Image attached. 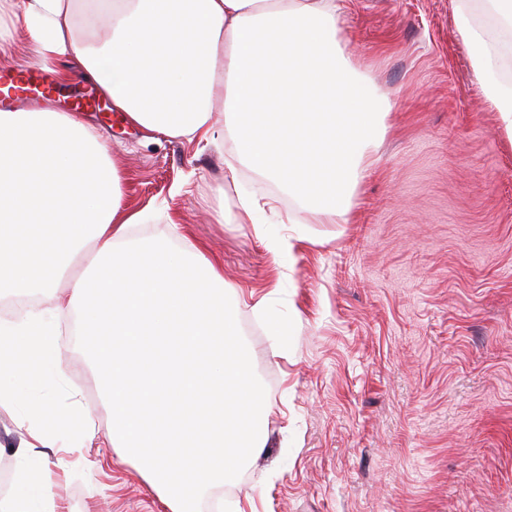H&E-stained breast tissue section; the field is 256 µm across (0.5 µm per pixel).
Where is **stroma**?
Returning <instances> with one entry per match:
<instances>
[{
    "mask_svg": "<svg viewBox=\"0 0 512 512\" xmlns=\"http://www.w3.org/2000/svg\"><path fill=\"white\" fill-rule=\"evenodd\" d=\"M336 44L391 106L341 224L315 223L225 138L82 115L119 170L122 210L144 217L138 240L199 250L223 275L265 387V448L200 512H512V140L457 0H344ZM243 198L257 223H236ZM274 239L292 250L272 252ZM261 298L282 335L254 311ZM63 361L27 409H0V458L17 463L43 396L76 398L97 439L28 456L59 512H170L106 447L108 407L79 346Z\"/></svg>",
    "mask_w": 512,
    "mask_h": 512,
    "instance_id": "obj_1",
    "label": "stroma"
}]
</instances>
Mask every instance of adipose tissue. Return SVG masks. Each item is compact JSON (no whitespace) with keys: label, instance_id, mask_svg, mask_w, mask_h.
Here are the masks:
<instances>
[{"label":"adipose tissue","instance_id":"adipose-tissue-1","mask_svg":"<svg viewBox=\"0 0 512 512\" xmlns=\"http://www.w3.org/2000/svg\"><path fill=\"white\" fill-rule=\"evenodd\" d=\"M338 10L336 0H0V40L24 26L39 64L69 58L128 123L175 138L214 141L211 112L223 103L237 159L281 183L317 223L332 224L372 171L389 112L337 52ZM462 32L512 135V87L496 79L504 55L485 27ZM62 349L37 311L1 330L0 406L25 407L26 357L53 376ZM54 428L66 429L69 448L95 431L83 407L46 396L30 447L45 445ZM17 482L0 512H57L53 485L34 481L26 464Z\"/></svg>","mask_w":512,"mask_h":512}]
</instances>
